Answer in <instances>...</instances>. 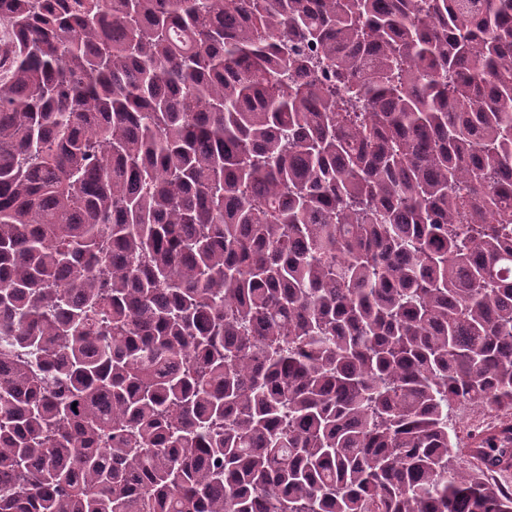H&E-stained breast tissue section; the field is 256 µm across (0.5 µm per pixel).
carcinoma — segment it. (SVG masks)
I'll use <instances>...</instances> for the list:
<instances>
[{
    "label": "carcinoma",
    "mask_w": 512,
    "mask_h": 512,
    "mask_svg": "<svg viewBox=\"0 0 512 512\" xmlns=\"http://www.w3.org/2000/svg\"><path fill=\"white\" fill-rule=\"evenodd\" d=\"M1 28L0 512H512V0ZM486 418H489L486 412L483 413L469 404L456 406L450 412L448 423L457 431L459 437L456 445L457 448H451L450 457L448 458L452 467L463 468L469 464L468 458H477L488 452L487 448H482L483 435L469 439L461 448L468 427L474 426L478 423L479 419Z\"/></svg>",
    "instance_id": "1"
}]
</instances>
